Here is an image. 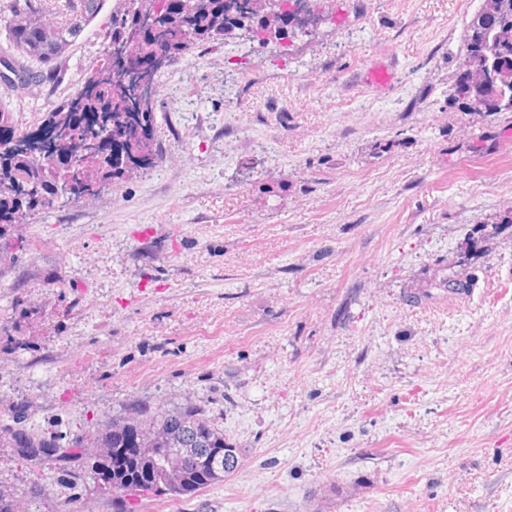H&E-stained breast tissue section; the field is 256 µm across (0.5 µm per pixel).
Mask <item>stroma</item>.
I'll return each mask as SVG.
<instances>
[{
    "label": "stroma",
    "mask_w": 512,
    "mask_h": 512,
    "mask_svg": "<svg viewBox=\"0 0 512 512\" xmlns=\"http://www.w3.org/2000/svg\"><path fill=\"white\" fill-rule=\"evenodd\" d=\"M118 5L0 84L17 126L84 84ZM480 6L320 0L305 32L175 60L156 168L37 212L0 261V426L91 449L115 415L201 407L241 465L140 512H512V112L450 99ZM466 249L475 287L434 288ZM0 490L112 512L11 448Z\"/></svg>",
    "instance_id": "stroma-1"
}]
</instances>
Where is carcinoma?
<instances>
[{
	"label": "carcinoma",
	"instance_id": "cac0c4a2",
	"mask_svg": "<svg viewBox=\"0 0 512 512\" xmlns=\"http://www.w3.org/2000/svg\"><path fill=\"white\" fill-rule=\"evenodd\" d=\"M289 31L303 30L317 16V0H292ZM31 0H12L8 46L0 66L11 74L4 85L15 91L39 77L33 65L60 58L83 22L99 12V0H81L79 19L64 23ZM268 0H121L112 12L104 55L88 80L64 104L47 114L35 128L16 127L10 113L0 112V251L9 252L14 228L45 208L63 209L84 196L116 184L127 175L148 170L157 156L158 125L154 100L159 76L171 62L200 43L229 41L244 34L253 39L256 28L272 26ZM152 23L157 37L141 43L127 40V32ZM149 60L165 59L152 73L149 86L139 91L131 71L115 69L119 53ZM469 66L475 81L455 82L468 109L476 112H512V0H482L469 22L460 66ZM470 252L454 263L452 276L436 287L452 294L471 290L477 278L470 271ZM0 444L28 459H52L63 470L86 469L112 491V512H135L131 499L156 496L191 497L224 480L236 468L224 458L242 459L241 449L224 439V430L190 406L162 407L112 418L101 434L105 451L89 458L75 441L61 443L24 431L8 433ZM191 452L171 460L170 449Z\"/></svg>",
	"mask_w": 512,
	"mask_h": 512
}]
</instances>
